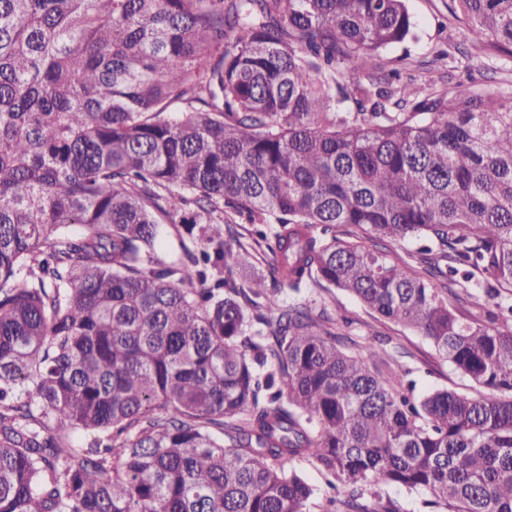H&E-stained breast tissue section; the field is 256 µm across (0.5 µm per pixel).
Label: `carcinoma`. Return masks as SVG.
Returning <instances> with one entry per match:
<instances>
[{
  "instance_id": "carcinoma-1",
  "label": "carcinoma",
  "mask_w": 512,
  "mask_h": 512,
  "mask_svg": "<svg viewBox=\"0 0 512 512\" xmlns=\"http://www.w3.org/2000/svg\"><path fill=\"white\" fill-rule=\"evenodd\" d=\"M448 13L512 58V0ZM413 28L406 0H0V512H309L300 458L345 488L321 512H398L381 484L512 512V92L400 83L377 52ZM414 239L420 270L385 247ZM311 288L470 390L381 380ZM161 222H163L162 230L164 235L163 244L158 254L166 260H175L181 254L177 233L172 226L173 224H169L164 218H161Z\"/></svg>"
}]
</instances>
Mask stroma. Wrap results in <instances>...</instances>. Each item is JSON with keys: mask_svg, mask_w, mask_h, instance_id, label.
<instances>
[{"mask_svg": "<svg viewBox=\"0 0 512 512\" xmlns=\"http://www.w3.org/2000/svg\"><path fill=\"white\" fill-rule=\"evenodd\" d=\"M448 0H407L414 23L406 42L380 50L381 61L425 84L436 77L439 88L460 85L485 90L512 89V59L485 49L480 37L453 19ZM306 300L325 310L334 332L358 344L375 340L377 353L369 361L373 371L388 376L392 363H400L414 382L415 396L437 389L467 391L469 380L442 359L425 337L380 318L346 292L314 289Z\"/></svg>", "mask_w": 512, "mask_h": 512, "instance_id": "stroma-1", "label": "stroma"}]
</instances>
